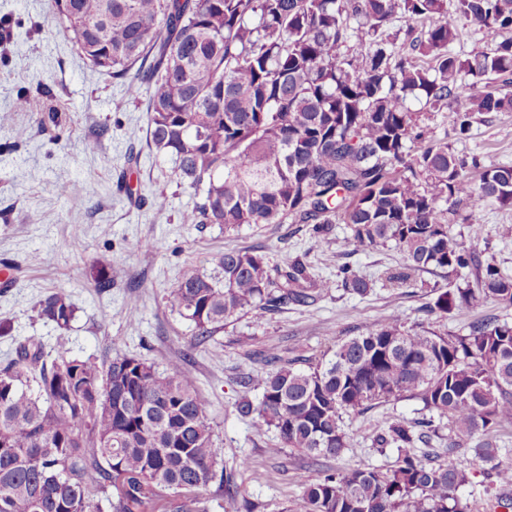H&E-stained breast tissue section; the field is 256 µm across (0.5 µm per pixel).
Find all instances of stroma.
<instances>
[{
    "instance_id": "stroma-1",
    "label": "stroma",
    "mask_w": 512,
    "mask_h": 512,
    "mask_svg": "<svg viewBox=\"0 0 512 512\" xmlns=\"http://www.w3.org/2000/svg\"><path fill=\"white\" fill-rule=\"evenodd\" d=\"M51 101L59 121L40 126ZM0 111L10 122L0 128V265L12 266L15 276L11 286L0 285V323L9 328L0 335V366L26 339L53 347L57 331L33 307L57 290L77 308L68 332L74 355L101 363L126 354L162 368L184 366L214 426L224 472L237 486L235 496L214 498L211 512H246L248 500L260 502L261 512H284L302 494L303 480L323 471L390 467L395 454L376 452L371 435L392 419L421 416L420 403L410 397L381 403L344 414L351 441L339 456L314 460L292 448L272 454L275 432L257 433L252 417L238 411L242 401L261 398L259 387L240 381L265 372L263 355L300 367L321 364L343 340L393 315L406 327L440 333H465L470 322L491 313L512 323V307L495 304L451 319L430 312L448 287L444 273L423 272L393 285L386 276L402 266V254L391 247L352 251L344 224L322 236L308 224H245L227 231L183 223L194 192L178 184L172 162L153 146L145 100L130 99L124 79L83 59L49 0H0ZM456 149L487 166H512V112L483 115ZM62 183L64 197L56 192ZM160 193L167 198L161 211L152 205ZM460 211L480 229L474 237L470 224L455 225L466 246L489 250L501 272L512 275V209L470 201ZM227 250H255L273 264L298 256L330 280L347 265L370 289L357 295L339 286L306 306L246 313L182 362L192 326L171 309L167 292L186 266L210 270ZM100 260L109 262L112 277L104 292L93 283ZM133 305L139 315L131 323L126 311ZM432 446L440 451L441 443ZM438 461L472 471L462 495L470 512H485L484 466L473 447L440 451Z\"/></svg>"
}]
</instances>
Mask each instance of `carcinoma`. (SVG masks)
<instances>
[{
	"instance_id": "cac0c4a2",
	"label": "carcinoma",
	"mask_w": 512,
	"mask_h": 512,
	"mask_svg": "<svg viewBox=\"0 0 512 512\" xmlns=\"http://www.w3.org/2000/svg\"><path fill=\"white\" fill-rule=\"evenodd\" d=\"M454 12L489 47L453 51L458 28L447 0H51L81 55L126 80L147 102L150 136L196 201L186 224H346L354 250L403 254L389 274H448L430 311L444 317L488 302L512 306V276L484 262L453 225L463 200L512 208V167L482 168L444 137L425 138L410 102L451 112L454 142L477 116L512 112V0H453ZM406 29L391 33L395 16ZM468 271L474 281L462 279ZM342 286L368 281L341 268ZM335 287L301 259L271 265L229 250L213 268L183 270L167 302L189 320L191 351L224 322L254 310L310 304ZM69 329L76 306L63 291L34 306ZM253 379L258 432L278 454L312 458L348 447L343 414L412 397L426 414L389 422L372 446L394 450L389 469L351 468L305 481L285 512H469L456 491L471 484L429 446L448 420V453L482 437L476 456L492 477L489 512H512V461L486 439L512 419V324L488 314L463 333L407 330L392 317L338 344L325 365L278 366ZM96 480L106 506L92 504ZM214 431L189 374L137 357L97 364L18 343L0 368V512H211L224 491Z\"/></svg>"
}]
</instances>
